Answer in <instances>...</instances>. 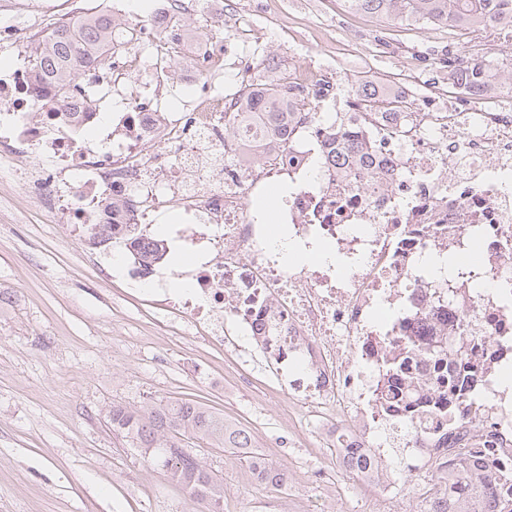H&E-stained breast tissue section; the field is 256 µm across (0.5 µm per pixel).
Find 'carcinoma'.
<instances>
[{"mask_svg": "<svg viewBox=\"0 0 512 512\" xmlns=\"http://www.w3.org/2000/svg\"><path fill=\"white\" fill-rule=\"evenodd\" d=\"M351 11L371 19H385L401 24L412 23L453 25L458 29L475 32L494 24L512 31V0H343ZM112 16L106 13L86 14L74 21L54 26L41 38L42 51L33 55V68L38 79L48 78L63 91L69 92L89 64L94 63L101 50L110 42ZM498 71L491 63L474 61L465 70L457 62H448V86L452 89L479 90L486 80L496 77ZM281 86L265 88L256 93L248 85L238 93L241 112H256L267 123L283 126L282 111L276 101ZM361 112L399 114L407 109L409 99L389 95L368 78L359 80L352 90ZM463 338H458L448 349L456 358L448 361V388L463 397L474 385L465 371L467 353L463 351ZM112 432L121 435L134 448L148 453L147 459L163 472L167 479L182 486L191 496L213 502L224 499V479L214 475L191 448L185 447L183 437L214 442L219 447L239 453L248 447L250 434L224 419V416L192 401L174 400L144 402L140 405L114 403L106 411ZM481 464L467 461L461 467L459 482L442 487L429 507L430 512H476L472 504L482 495L481 482L474 475ZM283 476V468L274 465L264 470V478L256 484L276 490ZM501 493L491 512H512V480L502 479Z\"/></svg>", "mask_w": 512, "mask_h": 512, "instance_id": "obj_1", "label": "carcinoma"}]
</instances>
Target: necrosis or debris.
<instances>
[{
	"instance_id": "necrosis-or-debris-1",
	"label": "necrosis or debris",
	"mask_w": 512,
	"mask_h": 512,
	"mask_svg": "<svg viewBox=\"0 0 512 512\" xmlns=\"http://www.w3.org/2000/svg\"><path fill=\"white\" fill-rule=\"evenodd\" d=\"M196 0H157L148 26L112 31L105 62L91 67L78 91L60 96L36 79L25 44L0 34V146L17 176L51 208L70 237L104 230L95 243L122 257L125 276L168 324H190L212 348L263 354L276 396L293 416L313 411L323 422L317 444L334 451L335 472L311 475L326 512H344L336 473L354 478L366 500L387 496L388 426L403 432V475L421 501L456 470L455 442L483 465L485 499L495 477L512 478V395L497 376L512 362V94H465V109L440 112L431 99L385 118L352 116L329 129L309 113L296 87L281 104L293 114L283 150L264 138L226 137L225 114L237 96L209 78L223 45L183 23ZM176 34V52L191 58L182 85L190 98L167 107L164 79L128 94L141 67V45ZM112 115L104 147L82 135L101 113ZM371 148L373 163L353 169L332 153L330 135ZM47 169L32 171L30 154ZM288 184L283 232L305 247L329 246L340 266L292 265L276 253L252 211L267 182ZM179 211L172 240L196 253L187 292L167 293L161 260H143L159 214ZM478 242L483 263L460 281L426 271L429 256ZM463 334L480 359L482 382L470 398L448 393L433 358L448 336ZM414 345L421 354L407 379H383L387 353Z\"/></svg>"
}]
</instances>
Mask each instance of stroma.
Returning a JSON list of instances; mask_svg holds the SVG:
<instances>
[{"mask_svg":"<svg viewBox=\"0 0 512 512\" xmlns=\"http://www.w3.org/2000/svg\"><path fill=\"white\" fill-rule=\"evenodd\" d=\"M224 13L216 87L230 92L304 69L337 77L340 93L370 77L423 96L448 89L444 51L505 63L506 51L456 43L444 28L394 25L347 12L339 0H208ZM64 11L0 10V30L49 31ZM156 314L120 271L65 236L48 209L0 161V512H205L166 482L140 449L113 434L115 403L189 399L249 429L271 462L299 474L331 466L328 448L291 444L286 400L261 403L273 381L256 355L237 382V354L197 342L187 325L156 330ZM224 474V512H278L274 492L228 466V452L190 440Z\"/></svg>","mask_w":512,"mask_h":512,"instance_id":"35a3bbf8","label":"stroma"}]
</instances>
